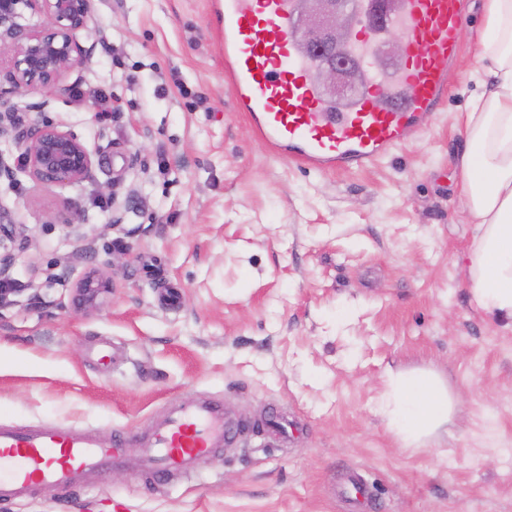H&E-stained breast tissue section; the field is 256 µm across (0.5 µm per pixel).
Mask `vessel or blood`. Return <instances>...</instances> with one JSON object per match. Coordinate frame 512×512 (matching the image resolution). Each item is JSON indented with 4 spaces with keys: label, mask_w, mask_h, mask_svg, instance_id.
<instances>
[{
    "label": "vessel or blood",
    "mask_w": 512,
    "mask_h": 512,
    "mask_svg": "<svg viewBox=\"0 0 512 512\" xmlns=\"http://www.w3.org/2000/svg\"><path fill=\"white\" fill-rule=\"evenodd\" d=\"M299 0H224V62L258 136L286 159L321 171L366 168L418 133L439 111L459 51L466 0H403L400 72L369 75L346 104H332L310 80L312 63L295 37ZM230 440L222 404L170 412L144 440L142 469L188 470ZM111 449L63 427L0 425V499L43 483H66L106 464Z\"/></svg>",
    "instance_id": "b4317fda"
}]
</instances>
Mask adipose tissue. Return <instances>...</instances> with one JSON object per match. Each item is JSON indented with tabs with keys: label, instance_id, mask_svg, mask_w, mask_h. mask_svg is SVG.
I'll return each instance as SVG.
<instances>
[{
	"label": "adipose tissue",
	"instance_id": "ef3b65f1",
	"mask_svg": "<svg viewBox=\"0 0 512 512\" xmlns=\"http://www.w3.org/2000/svg\"><path fill=\"white\" fill-rule=\"evenodd\" d=\"M470 76L486 92L466 114L459 172L476 232L467 255L472 299L512 327V0H488L486 31ZM454 400L438 375H389L381 408L402 447L444 427Z\"/></svg>",
	"mask_w": 512,
	"mask_h": 512
}]
</instances>
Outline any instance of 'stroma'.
Listing matches in <instances>:
<instances>
[{
	"mask_svg": "<svg viewBox=\"0 0 512 512\" xmlns=\"http://www.w3.org/2000/svg\"><path fill=\"white\" fill-rule=\"evenodd\" d=\"M223 4L94 0L78 39L95 51L45 110L95 152L94 180L0 178V221L28 234L0 237V423L113 449L0 512H512V328L472 301L457 167L485 0L434 121L340 172L272 155L238 111ZM109 262L105 306L73 314L74 281ZM392 369L440 375L446 432L400 447L379 410ZM199 400L224 404L232 441L189 472L135 468L138 438Z\"/></svg>",
	"mask_w": 512,
	"mask_h": 512,
	"instance_id": "35a3bbf8",
	"label": "stroma"
}]
</instances>
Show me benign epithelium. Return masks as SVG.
Returning <instances> with one entry per match:
<instances>
[{
    "mask_svg": "<svg viewBox=\"0 0 512 512\" xmlns=\"http://www.w3.org/2000/svg\"><path fill=\"white\" fill-rule=\"evenodd\" d=\"M401 0H378L367 20L352 21L347 0H304L299 38L314 58L312 80L328 95L342 98L363 84L364 63L349 57L345 48L355 27L367 34L378 25L392 30L390 40L375 50L374 66L384 74L401 55L400 30L393 20ZM92 0H0V70L6 69L12 91L20 96L37 92L44 100L19 107L0 96V138L17 144L16 167L0 157V178L15 179V170L42 184H78L93 179L95 157L88 145L61 124L45 118L43 109L66 73L87 61L93 47L77 40L91 14ZM39 18L31 24L25 13ZM14 267L10 253H0V306L12 293L8 285ZM110 267L88 269L72 286L76 314L100 309L112 295Z\"/></svg>",
    "mask_w": 512,
    "mask_h": 512,
    "instance_id": "1",
    "label": "benign epithelium"
}]
</instances>
